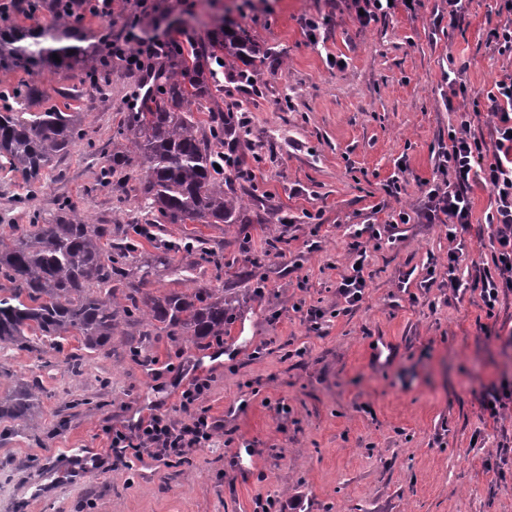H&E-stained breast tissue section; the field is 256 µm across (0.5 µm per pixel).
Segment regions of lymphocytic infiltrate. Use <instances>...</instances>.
Masks as SVG:
<instances>
[{"instance_id": "lymphocytic-infiltrate-1", "label": "lymphocytic infiltrate", "mask_w": 512, "mask_h": 512, "mask_svg": "<svg viewBox=\"0 0 512 512\" xmlns=\"http://www.w3.org/2000/svg\"><path fill=\"white\" fill-rule=\"evenodd\" d=\"M102 41L112 57L125 61L131 69L143 68L146 63L159 59L169 44L165 37L137 40L131 30L122 37L103 34ZM486 98L493 124L491 140L463 130L454 132L437 156V178L429 183L424 205L416 216L425 223L448 228V239L453 243L448 250V288L453 297L458 299L466 292H476L483 307L491 312L501 294L512 291V73L497 80ZM489 153L494 160L488 164L484 158ZM473 181L487 188L494 199L495 209L487 213L485 222L491 229L490 240L496 249L492 268H475L470 281L464 283L456 275L465 255V245L458 242L457 233L471 222L468 186ZM410 218L402 210L384 223L365 224L353 231L352 248L358 264L350 273L341 275L337 284L338 294L349 306H356L362 300L366 287L362 264L367 259V250L363 240L393 237L397 226L409 223ZM210 389V379L197 376L182 391L179 407L187 416L186 422L178 423L168 414L154 413L122 428L105 426L106 456L112 467H126L131 458L146 456L163 464L184 462L197 449L212 447L221 423L204 405Z\"/></svg>"}]
</instances>
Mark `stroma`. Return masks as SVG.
Returning <instances> with one entry per match:
<instances>
[{"label": "stroma", "mask_w": 512, "mask_h": 512, "mask_svg": "<svg viewBox=\"0 0 512 512\" xmlns=\"http://www.w3.org/2000/svg\"><path fill=\"white\" fill-rule=\"evenodd\" d=\"M153 3L147 15L138 0H114L111 17L78 16L83 64L30 73L0 65V92L37 84L28 111L80 113L96 146L53 160L31 197L26 175L0 155V240L63 200L96 224L144 221L118 134L141 73L109 57L104 28L121 32L134 19L142 37L181 42L220 19L246 28L270 56L245 80L225 70L223 96L192 106L203 123L218 107L248 119L237 153L255 179L233 183L246 221L158 225L137 259L154 294L223 289L224 342L200 347L121 317L107 354L71 336L0 349V400L31 379L41 385L36 418L0 419V512H512V453H497L512 444V409L495 420L480 406L485 387L512 378V292L491 313L474 296L451 299L446 228L411 223L370 250L358 306L336 295L354 261V225L416 213L449 128L466 121L490 138L486 94L512 71V53L487 34L512 14L500 0H467L452 22L446 0H422L363 25L350 0ZM91 67L108 73L96 91L84 81ZM450 71L466 96L449 97ZM111 157L119 164L103 188ZM468 194L471 223L457 234L464 280L492 255L485 215L494 199L477 182ZM277 236L288 239L286 254H266ZM311 308L321 314L314 327ZM139 338L136 355L129 344ZM72 355L80 374L69 370ZM198 372L211 379L205 404L224 425L215 447L181 464L146 457L110 469L104 426L158 412L183 420L179 394Z\"/></svg>", "instance_id": "1"}]
</instances>
